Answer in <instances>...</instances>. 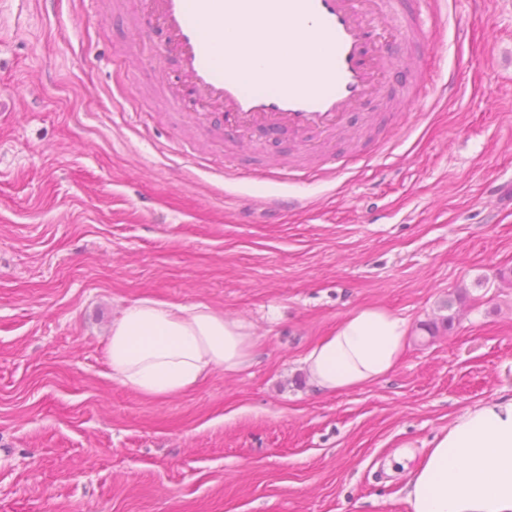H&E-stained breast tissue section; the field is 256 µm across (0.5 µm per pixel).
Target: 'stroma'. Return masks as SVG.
Returning a JSON list of instances; mask_svg holds the SVG:
<instances>
[{
    "label": "stroma",
    "instance_id": "1",
    "mask_svg": "<svg viewBox=\"0 0 512 512\" xmlns=\"http://www.w3.org/2000/svg\"><path fill=\"white\" fill-rule=\"evenodd\" d=\"M144 9L0 0V512H407L405 466L512 395V0H441L430 95L354 116L325 145L347 167L300 184L258 175L300 137L256 156L181 102ZM144 297L249 322L252 365L164 399L112 382ZM367 306L409 325L400 361L316 392L302 357Z\"/></svg>",
    "mask_w": 512,
    "mask_h": 512
}]
</instances>
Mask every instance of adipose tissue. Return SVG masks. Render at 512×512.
Wrapping results in <instances>:
<instances>
[{
  "instance_id": "1",
  "label": "adipose tissue",
  "mask_w": 512,
  "mask_h": 512,
  "mask_svg": "<svg viewBox=\"0 0 512 512\" xmlns=\"http://www.w3.org/2000/svg\"><path fill=\"white\" fill-rule=\"evenodd\" d=\"M275 37L287 39V22L232 19L215 41L237 49L240 80L271 87L275 76L259 59ZM407 331L384 309H359L305 354L303 370L325 394L373 382L394 368ZM254 347L247 322L209 304L141 298L113 318L106 355L113 382L146 398H170L213 370L240 372ZM405 491L407 512H512V397L480 403L438 434L409 471Z\"/></svg>"
}]
</instances>
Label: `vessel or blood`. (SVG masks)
<instances>
[{
	"instance_id": "b4317fda",
	"label": "vessel or blood",
	"mask_w": 512,
	"mask_h": 512,
	"mask_svg": "<svg viewBox=\"0 0 512 512\" xmlns=\"http://www.w3.org/2000/svg\"><path fill=\"white\" fill-rule=\"evenodd\" d=\"M431 0H149L146 28L166 31L168 51L178 56L184 84L196 106L224 110L230 132H291L320 140L341 130L367 103L395 96L386 75L399 73L411 98L425 96V59L416 51L425 38ZM279 18L312 44L322 58L283 62L277 42L264 66L282 73L277 88L243 84L234 74L238 53L218 56L213 33L228 18Z\"/></svg>"
}]
</instances>
